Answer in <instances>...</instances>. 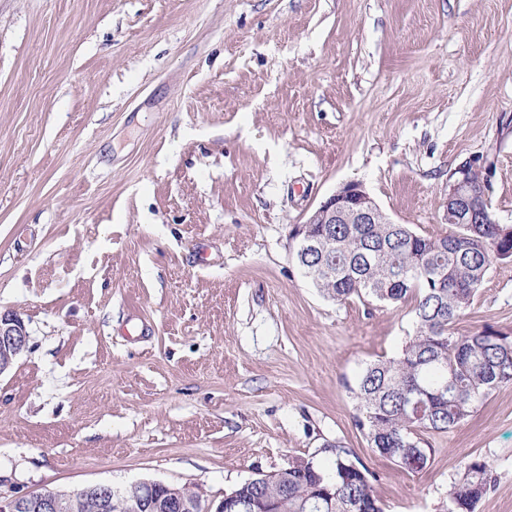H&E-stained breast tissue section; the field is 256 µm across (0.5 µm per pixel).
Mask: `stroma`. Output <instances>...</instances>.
Masks as SVG:
<instances>
[{"instance_id": "35a3bbf8", "label": "stroma", "mask_w": 512, "mask_h": 512, "mask_svg": "<svg viewBox=\"0 0 512 512\" xmlns=\"http://www.w3.org/2000/svg\"><path fill=\"white\" fill-rule=\"evenodd\" d=\"M478 170L512 225V0H0V493L240 483L349 448L384 512H448L463 461L512 512V383L417 473L348 391L413 304L323 298L292 231L343 183L448 231ZM512 336V262L456 335ZM28 338L21 318L0 313V375L12 367L17 356L26 348Z\"/></svg>"}]
</instances>
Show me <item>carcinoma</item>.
Wrapping results in <instances>:
<instances>
[{
  "instance_id": "cac0c4a2",
  "label": "carcinoma",
  "mask_w": 512,
  "mask_h": 512,
  "mask_svg": "<svg viewBox=\"0 0 512 512\" xmlns=\"http://www.w3.org/2000/svg\"><path fill=\"white\" fill-rule=\"evenodd\" d=\"M440 237L407 224H334L333 249L298 266L323 296L378 303L415 301V328L393 357L367 364L351 393L355 426L369 446L396 467L422 471L431 460L424 435L463 423L477 403L512 383V336L484 329L456 336L452 325L467 310L495 261H512V226L453 224ZM332 471L313 458L231 489L241 502H274L280 512H383L369 469L334 445ZM494 480L479 459L465 463L450 490L448 512H474Z\"/></svg>"
}]
</instances>
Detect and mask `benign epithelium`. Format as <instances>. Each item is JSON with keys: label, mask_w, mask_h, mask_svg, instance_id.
<instances>
[{"label": "benign epithelium", "mask_w": 512, "mask_h": 512, "mask_svg": "<svg viewBox=\"0 0 512 512\" xmlns=\"http://www.w3.org/2000/svg\"><path fill=\"white\" fill-rule=\"evenodd\" d=\"M478 212L485 224L496 219L489 212L486 184L471 180L469 170L461 168L448 183V218L456 222L464 212ZM386 213L359 182H347L321 202L297 228L296 246L310 252H326L329 239L314 235L313 224H391ZM28 333L21 318L0 313V375L9 370L17 356L26 348ZM135 494L127 496L128 490ZM118 491L109 484H97L79 492H41L32 495L0 494V512H71L77 495L94 492L106 512L110 504L122 501L131 512H236L237 502L226 496L218 504H201L191 484L172 485L142 481Z\"/></svg>", "instance_id": "benign-epithelium-1"}]
</instances>
